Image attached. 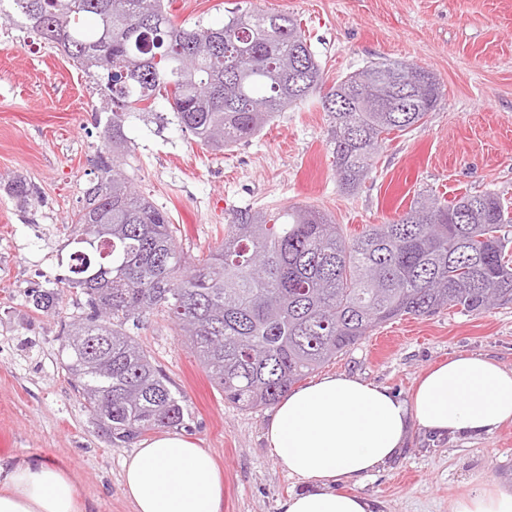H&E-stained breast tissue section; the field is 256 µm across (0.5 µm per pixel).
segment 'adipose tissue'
I'll return each instance as SVG.
<instances>
[{
  "label": "adipose tissue",
  "mask_w": 512,
  "mask_h": 512,
  "mask_svg": "<svg viewBox=\"0 0 512 512\" xmlns=\"http://www.w3.org/2000/svg\"><path fill=\"white\" fill-rule=\"evenodd\" d=\"M512 423V369L482 355L430 366L412 395L346 374H327L289 393L264 430L289 475L310 483L280 512H374L352 493L400 452L412 428L480 436ZM133 512H221L222 484L210 453L183 436L140 442L123 463ZM0 512H87L69 472L51 460L0 458ZM455 512H512V492L485 484Z\"/></svg>",
  "instance_id": "ef3b65f1"
}]
</instances>
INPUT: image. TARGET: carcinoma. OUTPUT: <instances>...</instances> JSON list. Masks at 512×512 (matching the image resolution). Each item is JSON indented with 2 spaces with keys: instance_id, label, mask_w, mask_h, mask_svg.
<instances>
[{
  "instance_id": "obj_1",
  "label": "carcinoma",
  "mask_w": 512,
  "mask_h": 512,
  "mask_svg": "<svg viewBox=\"0 0 512 512\" xmlns=\"http://www.w3.org/2000/svg\"><path fill=\"white\" fill-rule=\"evenodd\" d=\"M2 21L48 44L64 32L68 58L111 104L107 154L73 220L81 238L65 282L82 290L86 311L64 324L60 346L63 368L111 443L184 424L181 396L129 330L154 312L188 339L225 400L258 409L387 321L512 302V212L491 192L448 203L420 197L398 220L351 241L314 209H290L279 224L241 212L224 242L194 263L168 213L131 188L111 157L127 144L126 113L151 112L161 97L172 122L222 150L321 87L294 15L237 4L222 24L184 27L165 0H0ZM96 52L109 65L93 63ZM186 53L195 55L192 68L170 76ZM363 98L388 111H362ZM441 99L434 73L402 61L337 81L321 104L344 188L360 187L386 136L423 122ZM7 193L22 207L32 189L18 177ZM60 295L34 288L27 298L47 311Z\"/></svg>"
}]
</instances>
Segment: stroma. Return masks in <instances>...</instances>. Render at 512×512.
Listing matches in <instances>:
<instances>
[{"label":"stroma","instance_id":"35a3bbf8","mask_svg":"<svg viewBox=\"0 0 512 512\" xmlns=\"http://www.w3.org/2000/svg\"><path fill=\"white\" fill-rule=\"evenodd\" d=\"M237 0H171L176 24L223 21ZM252 9L295 15L323 74L324 88L378 61L433 71L443 98L424 124L392 132L367 180L342 189L318 98L276 113L248 143L216 151L152 113L124 118L128 149L117 163L132 187L168 212L189 260L217 246L233 213L319 210L352 238L388 224L419 194L453 200L490 191L512 204V0H250ZM104 102L58 47L0 26V457H43L68 469L90 512H132L121 489L134 444L112 446L81 404L61 365L63 320L85 298L68 288L51 313L31 308L30 288L68 278L72 219L96 184L105 150ZM22 176L33 188L19 207L4 192ZM138 340L183 397L180 433L214 457L222 512H279L303 490L263 438L272 407L225 401L173 323L150 315ZM481 354L512 368V303L481 314L458 308L405 316L369 332L322 368L409 396L431 364ZM485 483L512 491V423L481 437L412 431L401 454L356 491L377 512H455L459 496Z\"/></svg>","mask_w":512,"mask_h":512}]
</instances>
